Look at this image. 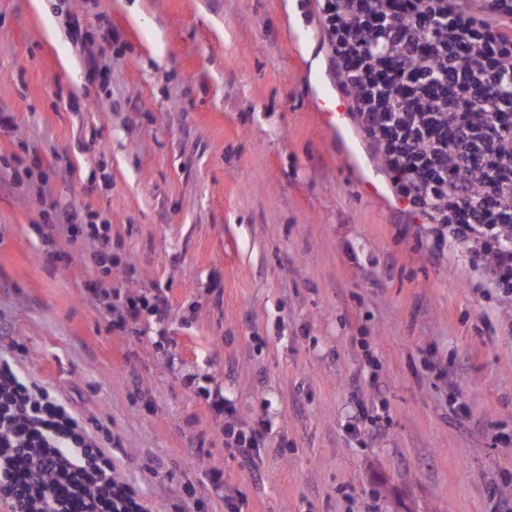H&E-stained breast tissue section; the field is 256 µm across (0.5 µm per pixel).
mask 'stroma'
<instances>
[{"label": "stroma", "instance_id": "obj_1", "mask_svg": "<svg viewBox=\"0 0 512 512\" xmlns=\"http://www.w3.org/2000/svg\"><path fill=\"white\" fill-rule=\"evenodd\" d=\"M330 75L315 0H0V350L119 437L155 512L187 479L210 512H512L503 296L364 192L365 144L316 116ZM90 211L108 284L169 297L142 337L109 327L60 229ZM205 375L239 427L268 424L255 465L187 389Z\"/></svg>", "mask_w": 512, "mask_h": 512}]
</instances>
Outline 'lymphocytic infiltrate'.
I'll return each mask as SVG.
<instances>
[{
  "label": "lymphocytic infiltrate",
  "mask_w": 512,
  "mask_h": 512,
  "mask_svg": "<svg viewBox=\"0 0 512 512\" xmlns=\"http://www.w3.org/2000/svg\"><path fill=\"white\" fill-rule=\"evenodd\" d=\"M331 71L356 130L392 195L427 225L434 254L455 246L480 287L512 294V0H317ZM108 222L67 224L111 273ZM113 329L151 315L168 297L98 286ZM0 356V512H153L113 455L120 442L76 412L50 384ZM198 388L225 416L224 445L254 461L263 430L241 429L221 390Z\"/></svg>",
  "instance_id": "f902f5d3"
}]
</instances>
